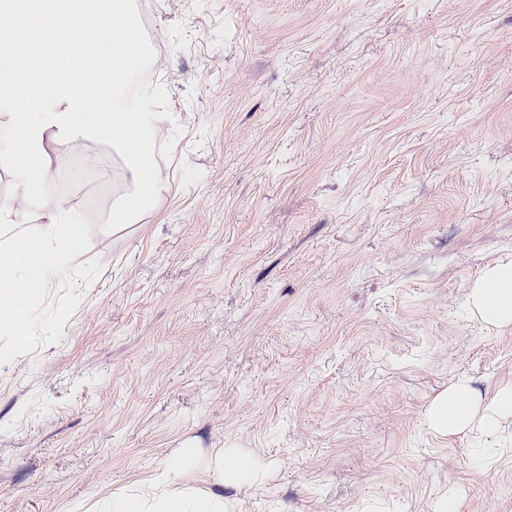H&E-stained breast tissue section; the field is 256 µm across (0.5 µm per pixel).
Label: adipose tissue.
I'll use <instances>...</instances> for the list:
<instances>
[{"label":"adipose tissue","instance_id":"ef3b65f1","mask_svg":"<svg viewBox=\"0 0 512 512\" xmlns=\"http://www.w3.org/2000/svg\"><path fill=\"white\" fill-rule=\"evenodd\" d=\"M135 29L133 0H0V122L13 130L9 150L0 152V170L17 180L14 202L0 203V326L13 335H23L28 325L25 301L57 275L68 247L89 233L87 225L67 221L65 200L44 195L54 164L49 144L82 137L122 159L130 181L106 223H136L158 193L150 134L165 115L141 111L125 97L136 60L147 57ZM33 106L44 108L42 120L32 119ZM23 214L32 225L19 226ZM468 301L484 323L511 327L512 263L485 271ZM474 413L470 388L460 380L432 402L428 421L457 434ZM203 465L224 486L241 485L258 469L253 457L231 450ZM195 466L191 455L181 456L154 472L144 488L113 497L112 512H224L223 498L180 489Z\"/></svg>","mask_w":512,"mask_h":512}]
</instances>
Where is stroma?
Segmentation results:
<instances>
[{"instance_id": "obj_1", "label": "stroma", "mask_w": 512, "mask_h": 512, "mask_svg": "<svg viewBox=\"0 0 512 512\" xmlns=\"http://www.w3.org/2000/svg\"><path fill=\"white\" fill-rule=\"evenodd\" d=\"M163 183L0 329V512H97L185 451L224 512H512V0H141ZM72 215L110 207L72 145ZM468 430L427 411L454 381ZM471 310L493 327L512 326V263L498 264L483 273L468 295Z\"/></svg>"}]
</instances>
